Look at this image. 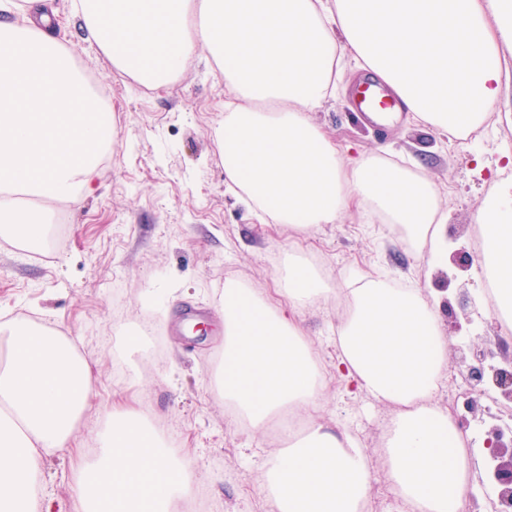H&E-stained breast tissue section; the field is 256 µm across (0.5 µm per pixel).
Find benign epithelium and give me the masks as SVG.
Instances as JSON below:
<instances>
[{"label": "benign epithelium", "instance_id": "1", "mask_svg": "<svg viewBox=\"0 0 512 512\" xmlns=\"http://www.w3.org/2000/svg\"><path fill=\"white\" fill-rule=\"evenodd\" d=\"M476 336H461L457 350L461 353L459 368L470 387L464 406L471 418H460L459 426L474 420L482 425V445L489 450L486 478L495 487L493 512H512V427L491 413L488 403L512 406V360L508 367L487 363L493 353L475 347Z\"/></svg>", "mask_w": 512, "mask_h": 512}]
</instances>
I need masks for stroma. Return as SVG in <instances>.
<instances>
[{
  "label": "stroma",
  "mask_w": 512,
  "mask_h": 512,
  "mask_svg": "<svg viewBox=\"0 0 512 512\" xmlns=\"http://www.w3.org/2000/svg\"><path fill=\"white\" fill-rule=\"evenodd\" d=\"M49 2L57 38L75 46L79 65L108 93L112 150L95 192L57 209L53 228L61 240L39 253L0 248V315L50 321L91 365L93 408L75 430L86 455L97 448L113 392L123 391L148 404L147 419L170 448H190L196 480L219 512H266L269 499L248 480L276 442L231 420L211 382L224 346L225 281L274 295L276 267L289 251L319 257L322 278L338 284L381 267L396 281L438 294L442 331L456 341L452 317L461 311L462 292L485 300L487 278L471 231L502 180L488 163L512 147V90L464 142L406 116L373 125L345 97L312 115L339 148L373 152L393 145L435 184L453 247L447 264L429 270L414 259L405 234L362 223L354 213L300 234L259 223L228 190L212 138L224 119L220 73L197 60L164 89L112 79L103 57L81 39L67 0ZM345 311V303L321 301L300 320L318 348L331 423L347 427L373 453L392 411L348 395L336 379L334 339ZM145 318L164 342L162 358L147 371L142 349L124 344Z\"/></svg>",
  "instance_id": "stroma-1"
}]
</instances>
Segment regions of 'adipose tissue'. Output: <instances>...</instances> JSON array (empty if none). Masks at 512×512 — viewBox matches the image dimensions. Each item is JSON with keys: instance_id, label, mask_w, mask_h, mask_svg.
I'll list each match as a JSON object with an SVG mask.
<instances>
[{"instance_id": "ef3b65f1", "label": "adipose tissue", "mask_w": 512, "mask_h": 512, "mask_svg": "<svg viewBox=\"0 0 512 512\" xmlns=\"http://www.w3.org/2000/svg\"><path fill=\"white\" fill-rule=\"evenodd\" d=\"M82 38L116 79L168 87L196 58L224 75L213 131L224 172L259 221L307 230L353 211L401 228L417 262L448 259L435 185L380 153L344 156L311 120L347 92L348 62L372 72L415 121L455 140L483 125L503 93L498 44L512 42V0H69ZM45 0H0V241L43 250L55 210L100 176L113 113L73 50L52 34ZM495 318L512 330V183L477 213ZM278 301L224 283V353L212 381L252 433L304 414L308 431L270 454L254 481L277 512H358L378 480L424 512H473L468 436L433 398L450 344L438 296L388 278L346 283L336 372L395 407L376 470L347 428L323 414L324 378L299 316L334 288L294 252ZM92 369L44 323L0 320V512H50L43 464L74 451ZM193 459L166 449L123 398L92 459L71 468L72 512H173L190 496Z\"/></svg>"}]
</instances>
